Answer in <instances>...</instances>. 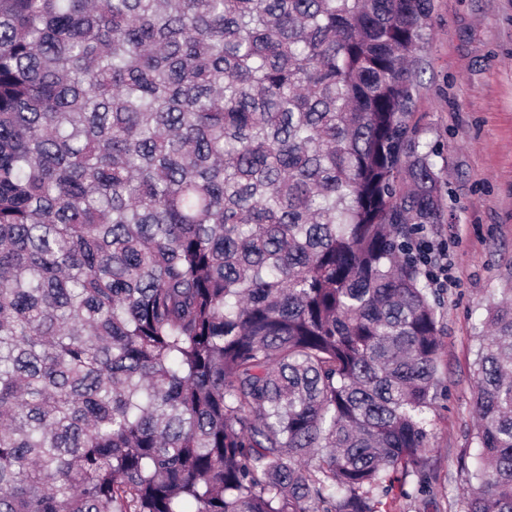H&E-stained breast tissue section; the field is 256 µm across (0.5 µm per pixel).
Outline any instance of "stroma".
Masks as SVG:
<instances>
[{
	"label": "stroma",
	"mask_w": 512,
	"mask_h": 512,
	"mask_svg": "<svg viewBox=\"0 0 512 512\" xmlns=\"http://www.w3.org/2000/svg\"><path fill=\"white\" fill-rule=\"evenodd\" d=\"M416 116L437 152L448 221L426 237L448 258L442 383L430 415L434 512H461L474 454L476 335L512 289V0H434Z\"/></svg>",
	"instance_id": "35a3bbf8"
}]
</instances>
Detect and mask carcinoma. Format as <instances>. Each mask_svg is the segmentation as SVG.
<instances>
[{
	"label": "carcinoma",
	"mask_w": 512,
	"mask_h": 512,
	"mask_svg": "<svg viewBox=\"0 0 512 512\" xmlns=\"http://www.w3.org/2000/svg\"><path fill=\"white\" fill-rule=\"evenodd\" d=\"M434 0H0V512L426 491ZM463 512H512V299Z\"/></svg>",
	"instance_id": "cac0c4a2"
}]
</instances>
